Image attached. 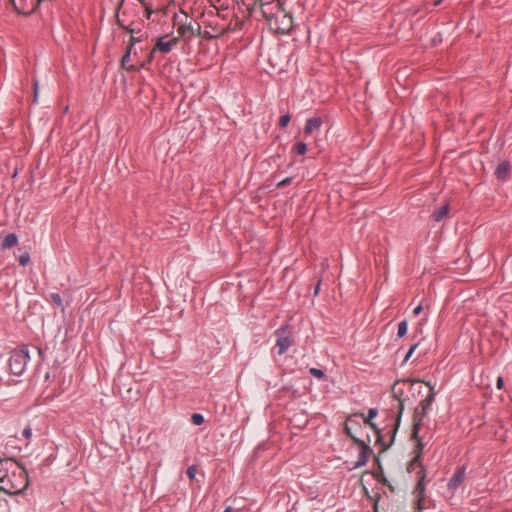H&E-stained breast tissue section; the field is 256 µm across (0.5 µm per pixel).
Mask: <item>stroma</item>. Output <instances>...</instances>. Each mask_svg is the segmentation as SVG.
Returning a JSON list of instances; mask_svg holds the SVG:
<instances>
[{
  "mask_svg": "<svg viewBox=\"0 0 512 512\" xmlns=\"http://www.w3.org/2000/svg\"><path fill=\"white\" fill-rule=\"evenodd\" d=\"M0 512H512V0H0Z\"/></svg>",
  "mask_w": 512,
  "mask_h": 512,
  "instance_id": "35a3bbf8",
  "label": "stroma"
}]
</instances>
